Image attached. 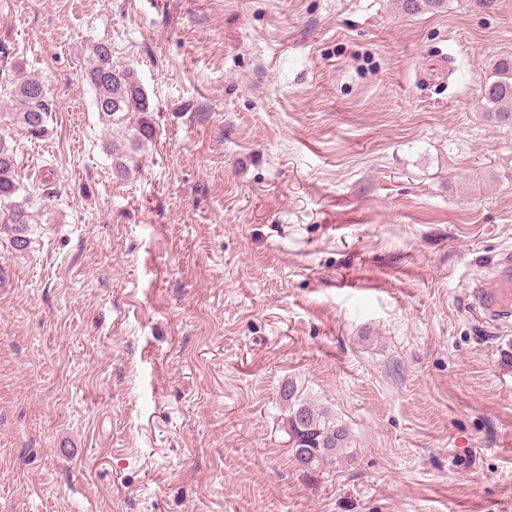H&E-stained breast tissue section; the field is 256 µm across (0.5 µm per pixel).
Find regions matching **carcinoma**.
<instances>
[{
	"instance_id": "carcinoma-1",
	"label": "carcinoma",
	"mask_w": 512,
	"mask_h": 512,
	"mask_svg": "<svg viewBox=\"0 0 512 512\" xmlns=\"http://www.w3.org/2000/svg\"><path fill=\"white\" fill-rule=\"evenodd\" d=\"M443 0H399L401 10L407 14L435 10ZM86 78L96 95L98 109L108 117L120 112H150V103L139 80L131 68H118L112 64V50L104 44L92 46L88 56ZM4 94L9 96L11 111L8 120L16 122L35 139L43 137L46 128L48 105L42 82L23 74L22 67L14 70L13 77L4 80ZM481 104L484 111L494 116L497 123L512 127V56L498 58L492 65V73L485 83ZM19 184L15 179L14 147L0 136V204L7 206V214L0 222V231L12 234L16 247L27 245L28 198H18ZM293 384L286 385L282 398L288 402L287 432H295L307 440L308 459L326 452L330 463L338 465L346 459L351 448L348 429L328 412L315 404L296 398ZM304 414L306 421L297 422L295 417Z\"/></svg>"
}]
</instances>
